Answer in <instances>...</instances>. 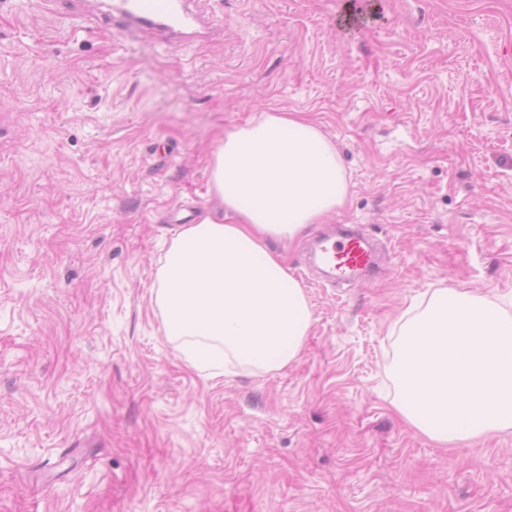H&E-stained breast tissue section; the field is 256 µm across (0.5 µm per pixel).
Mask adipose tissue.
<instances>
[{
    "instance_id": "ef3b65f1",
    "label": "adipose tissue",
    "mask_w": 512,
    "mask_h": 512,
    "mask_svg": "<svg viewBox=\"0 0 512 512\" xmlns=\"http://www.w3.org/2000/svg\"><path fill=\"white\" fill-rule=\"evenodd\" d=\"M209 172L215 206L174 234L158 269L165 333L193 365L280 370L313 313L277 245L344 206V170L311 115L264 111L225 130Z\"/></svg>"
}]
</instances>
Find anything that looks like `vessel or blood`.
<instances>
[{"mask_svg":"<svg viewBox=\"0 0 512 512\" xmlns=\"http://www.w3.org/2000/svg\"><path fill=\"white\" fill-rule=\"evenodd\" d=\"M118 29L126 33H149L168 41L188 34L220 38L223 27L207 21L191 10L186 0H110L106 13ZM320 261L331 271L369 274L377 269L369 241L358 234L344 233L321 247Z\"/></svg>","mask_w":512,"mask_h":512,"instance_id":"1","label":"vessel or blood"}]
</instances>
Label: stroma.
Listing matches in <instances>:
<instances>
[{"instance_id":"35a3bbf8","label":"stroma","mask_w":512,"mask_h":512,"mask_svg":"<svg viewBox=\"0 0 512 512\" xmlns=\"http://www.w3.org/2000/svg\"><path fill=\"white\" fill-rule=\"evenodd\" d=\"M203 0L216 42L0 0V512H512V432L394 411L396 323L456 288L512 311V0ZM312 114L344 207L288 250L313 326L271 373L190 367L153 287L208 160ZM345 224L379 270L332 283Z\"/></svg>"}]
</instances>
